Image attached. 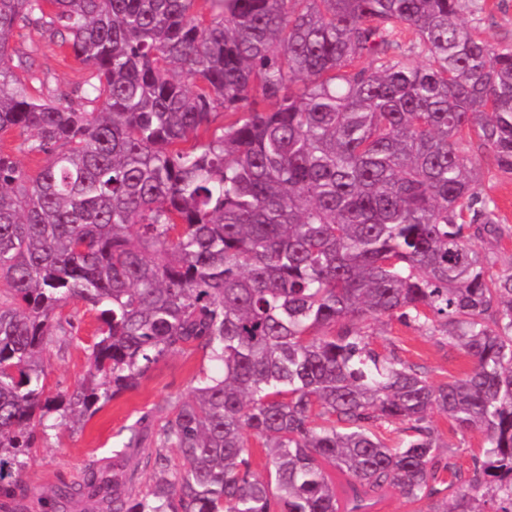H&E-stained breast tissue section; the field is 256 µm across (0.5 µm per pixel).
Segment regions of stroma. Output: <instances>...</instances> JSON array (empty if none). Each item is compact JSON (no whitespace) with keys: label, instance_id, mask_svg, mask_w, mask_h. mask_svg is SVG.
<instances>
[{"label":"stroma","instance_id":"1","mask_svg":"<svg viewBox=\"0 0 512 512\" xmlns=\"http://www.w3.org/2000/svg\"><path fill=\"white\" fill-rule=\"evenodd\" d=\"M478 26L489 41L512 43V0H484ZM21 62L36 78L34 92L38 97L76 101V88L84 81L87 69L48 31L16 29L10 63L15 66ZM55 316L73 320L74 329L65 338L49 337L44 348V385L50 396L71 393L86 383L89 349L98 340L101 326L97 313L79 300L57 310ZM368 332L377 352H396L432 383L463 377L471 367L470 359L446 340L396 319L371 323ZM220 370L219 362L190 349L164 357L137 387L70 426H57L55 415H48L45 431L38 433L33 447L21 458L22 492L14 502L17 512H43V499L60 483L79 480L89 464L111 459L113 449L121 447L126 437L127 426L142 420L149 431H156L170 417L174 402L187 398L201 377L217 375ZM430 421L440 441L447 444L452 463L463 472H471L475 457L482 454L483 433L459 430L437 412Z\"/></svg>","mask_w":512,"mask_h":512}]
</instances>
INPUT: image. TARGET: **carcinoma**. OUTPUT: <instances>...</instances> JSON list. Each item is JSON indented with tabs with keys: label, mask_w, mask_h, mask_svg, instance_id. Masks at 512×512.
I'll list each match as a JSON object with an SVG mask.
<instances>
[{
	"label": "carcinoma",
	"mask_w": 512,
	"mask_h": 512,
	"mask_svg": "<svg viewBox=\"0 0 512 512\" xmlns=\"http://www.w3.org/2000/svg\"><path fill=\"white\" fill-rule=\"evenodd\" d=\"M205 2L0 0V132L47 156L31 176L0 153V512L45 416H89L187 346L223 371L174 404L150 489L137 421L45 512H374L386 492L512 512V271L477 245L512 235L477 177L512 176V43L463 20L480 0ZM44 20L89 69L82 108L8 65ZM72 300L102 322L93 383L50 398L40 353ZM385 317L471 369L436 385L380 354L363 326ZM435 410L484 432L473 474L442 461Z\"/></svg>",
	"instance_id": "1"
}]
</instances>
